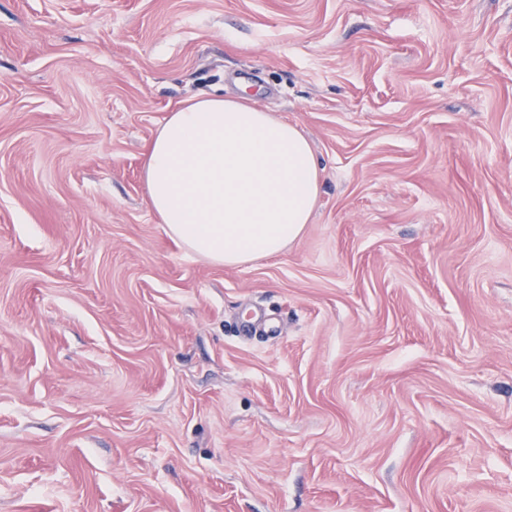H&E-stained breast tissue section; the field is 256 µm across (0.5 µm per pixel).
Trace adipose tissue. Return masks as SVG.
Listing matches in <instances>:
<instances>
[{
	"label": "adipose tissue",
	"mask_w": 512,
	"mask_h": 512,
	"mask_svg": "<svg viewBox=\"0 0 512 512\" xmlns=\"http://www.w3.org/2000/svg\"><path fill=\"white\" fill-rule=\"evenodd\" d=\"M319 162L303 132L247 95L206 96L164 118L146 154L147 202L167 233L218 265L283 253L308 224Z\"/></svg>",
	"instance_id": "obj_1"
}]
</instances>
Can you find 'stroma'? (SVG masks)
Instances as JSON below:
<instances>
[{"label": "stroma", "mask_w": 512, "mask_h": 512, "mask_svg": "<svg viewBox=\"0 0 512 512\" xmlns=\"http://www.w3.org/2000/svg\"><path fill=\"white\" fill-rule=\"evenodd\" d=\"M244 88L320 194L223 266L143 165ZM0 512H512V0H0Z\"/></svg>", "instance_id": "1"}]
</instances>
